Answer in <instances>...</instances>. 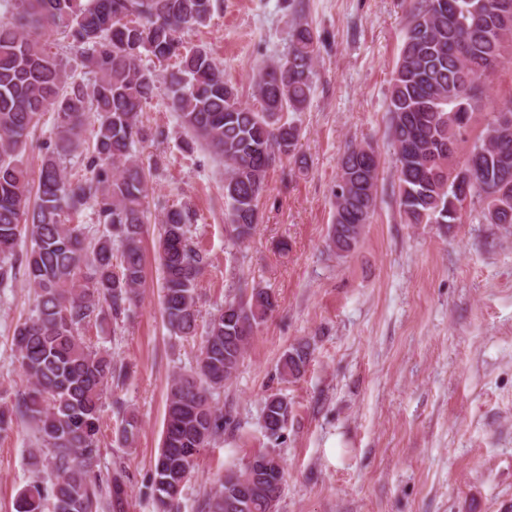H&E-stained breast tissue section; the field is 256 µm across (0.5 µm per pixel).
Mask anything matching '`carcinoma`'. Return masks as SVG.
Returning <instances> with one entry per match:
<instances>
[{"mask_svg": "<svg viewBox=\"0 0 512 512\" xmlns=\"http://www.w3.org/2000/svg\"><path fill=\"white\" fill-rule=\"evenodd\" d=\"M220 0H12L0 19V285L24 273L36 299L31 315L16 325L13 341L26 387L12 406H0V433L22 419L30 426L34 479L19 493L16 512H124L123 470L107 478L96 472L104 395L123 367L112 354L87 342L82 330L109 318L119 322L139 300L145 282L142 241L147 197L144 169L133 154L150 133L140 119L153 97L156 75L143 57L179 58L167 76L169 107L180 125L224 162L228 199L225 231L243 243L258 224V199L276 163L296 156L298 126L283 119L300 112L311 91L319 37L307 23L292 26L288 55L259 68L257 107L242 104L221 65L205 48L180 52V34L210 21ZM65 34L89 82L69 76L38 36ZM500 58L512 64V0H417L400 59L391 79L388 131L397 175V204L406 224H436L442 232L461 221L448 155L427 158L446 141L457 148L473 114L489 118L469 152L475 181L469 200L485 224L512 227V177L499 176L498 157L512 158V129L497 114H512V99L485 102L476 83L496 73ZM45 112L56 114L45 143L36 192L29 189L20 156ZM94 145L84 155L85 175L67 177L63 162L78 153L88 120ZM371 146H351L339 161L348 195L336 201L329 248L338 257L354 252L364 232L356 223L363 201L376 205L377 175L362 158ZM89 205L105 232L91 237L69 215ZM192 213L166 209L160 220L158 259L162 271V315L170 335L198 334L199 274L206 256L190 242ZM27 236L31 246L17 251ZM270 293L259 290L225 303L201 337L195 366L168 386L161 448L147 486L159 512H178L182 488L203 448L224 431V412L213 404L238 370L250 338L273 311ZM308 348H289L280 374L298 378ZM291 414L283 397L270 394L262 427L278 438L277 416ZM138 417L122 419L118 442L130 447ZM246 465L218 479L202 512H269L264 485L281 492L283 469L257 474ZM258 486L250 498L232 496L243 480Z\"/></svg>", "mask_w": 512, "mask_h": 512, "instance_id": "1", "label": "carcinoma"}]
</instances>
